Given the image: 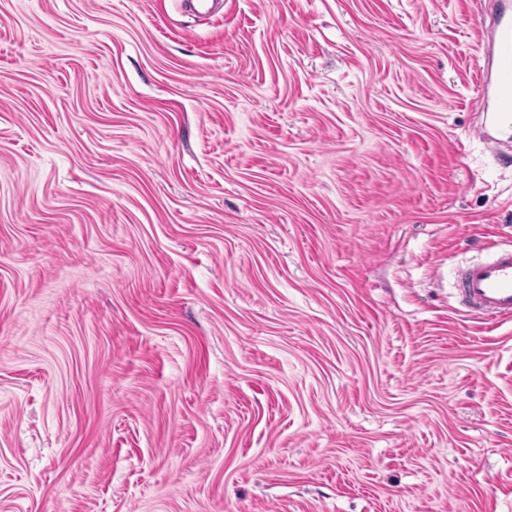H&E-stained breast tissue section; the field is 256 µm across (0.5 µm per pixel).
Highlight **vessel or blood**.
I'll return each mask as SVG.
<instances>
[{"label": "vessel or blood", "mask_w": 512, "mask_h": 512, "mask_svg": "<svg viewBox=\"0 0 512 512\" xmlns=\"http://www.w3.org/2000/svg\"><path fill=\"white\" fill-rule=\"evenodd\" d=\"M493 78H478L476 108L484 120L479 134L497 145L512 132V0H494L480 25ZM455 291L468 311L487 325L512 321V248L463 268Z\"/></svg>", "instance_id": "1"}]
</instances>
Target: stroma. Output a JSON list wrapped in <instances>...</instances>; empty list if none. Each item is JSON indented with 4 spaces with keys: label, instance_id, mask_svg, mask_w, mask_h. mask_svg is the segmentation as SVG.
<instances>
[{
    "label": "stroma",
    "instance_id": "stroma-1",
    "mask_svg": "<svg viewBox=\"0 0 512 512\" xmlns=\"http://www.w3.org/2000/svg\"><path fill=\"white\" fill-rule=\"evenodd\" d=\"M487 0H0V512H512ZM455 291L468 311L487 325L512 321V248L463 268Z\"/></svg>",
    "mask_w": 512,
    "mask_h": 512
}]
</instances>
